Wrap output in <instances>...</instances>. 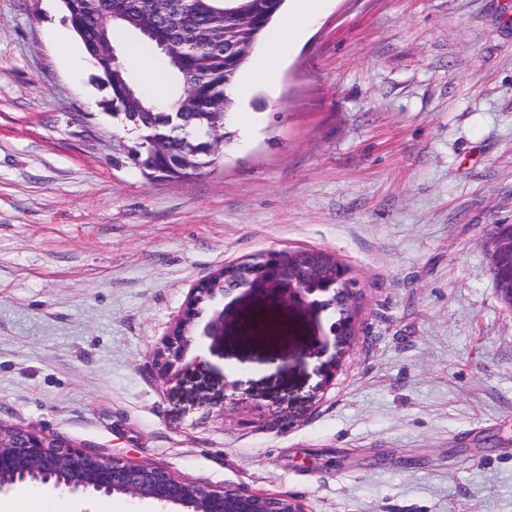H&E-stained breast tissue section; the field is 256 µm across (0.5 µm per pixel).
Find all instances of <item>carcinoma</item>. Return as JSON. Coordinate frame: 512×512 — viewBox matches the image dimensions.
I'll return each mask as SVG.
<instances>
[{"label":"carcinoma","mask_w":512,"mask_h":512,"mask_svg":"<svg viewBox=\"0 0 512 512\" xmlns=\"http://www.w3.org/2000/svg\"><path fill=\"white\" fill-rule=\"evenodd\" d=\"M66 19L109 90L102 101L141 132L134 164L148 174L182 177L184 158L196 168L211 153V136L227 137L233 101L227 90L237 80L260 37L280 13L284 0H233L226 16L215 0H62ZM152 20L154 36L141 45L150 53L164 41L171 48L165 70L172 79L167 104L140 90L121 61L98 52L101 40L122 38Z\"/></svg>","instance_id":"obj_1"}]
</instances>
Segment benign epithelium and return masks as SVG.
<instances>
[{"mask_svg": "<svg viewBox=\"0 0 512 512\" xmlns=\"http://www.w3.org/2000/svg\"><path fill=\"white\" fill-rule=\"evenodd\" d=\"M227 277L237 288H214L213 277ZM232 297L210 322L206 335L215 339L230 328L264 333L270 314L284 311L314 323L318 336L303 351L322 360L320 372L330 381L356 336L357 305L353 279L336 273L335 261L288 262L283 252H268L250 262L220 270L196 284L181 317L156 353L155 366L165 379L182 371L193 338L198 307L218 297ZM332 308L341 318L323 327L321 317ZM65 485L71 493H100L131 499H152L185 508V512H305L301 500L288 495L255 493L199 485L171 472L119 458L88 454L51 439L31 426L7 429L0 425V489L14 486Z\"/></svg>", "mask_w": 512, "mask_h": 512, "instance_id": "obj_1", "label": "benign epithelium"}]
</instances>
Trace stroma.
Instances as JSON below:
<instances>
[{"mask_svg": "<svg viewBox=\"0 0 512 512\" xmlns=\"http://www.w3.org/2000/svg\"><path fill=\"white\" fill-rule=\"evenodd\" d=\"M60 0H0V423L307 512H512V0H317L274 89L185 179L149 176ZM284 250L356 282L330 384L313 333L204 330L197 282ZM66 512H179L61 492Z\"/></svg>", "mask_w": 512, "mask_h": 512, "instance_id": "stroma-1", "label": "stroma"}]
</instances>
